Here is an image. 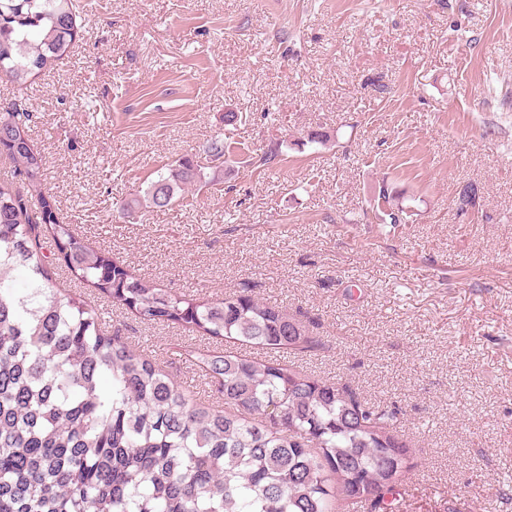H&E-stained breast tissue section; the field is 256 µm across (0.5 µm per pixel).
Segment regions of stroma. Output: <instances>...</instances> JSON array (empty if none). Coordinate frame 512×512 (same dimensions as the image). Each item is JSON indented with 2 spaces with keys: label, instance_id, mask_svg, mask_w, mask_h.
I'll use <instances>...</instances> for the list:
<instances>
[{
  "label": "stroma",
  "instance_id": "1",
  "mask_svg": "<svg viewBox=\"0 0 512 512\" xmlns=\"http://www.w3.org/2000/svg\"><path fill=\"white\" fill-rule=\"evenodd\" d=\"M80 5L69 60L22 93L0 76L63 222L159 287L244 289L311 321L324 347L296 365L405 415L399 512H512V0ZM183 157L218 180L118 214ZM95 304L200 391L184 331Z\"/></svg>",
  "mask_w": 512,
  "mask_h": 512
}]
</instances>
